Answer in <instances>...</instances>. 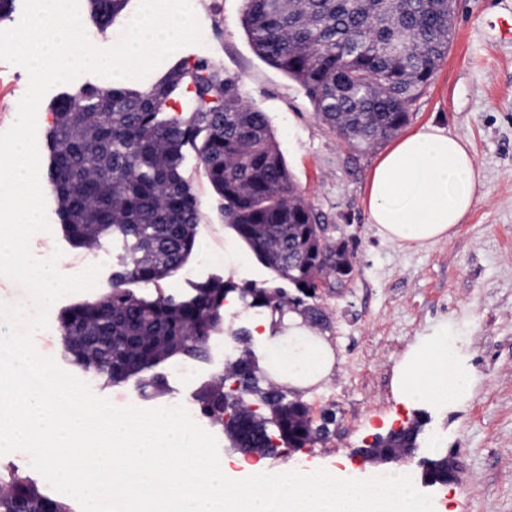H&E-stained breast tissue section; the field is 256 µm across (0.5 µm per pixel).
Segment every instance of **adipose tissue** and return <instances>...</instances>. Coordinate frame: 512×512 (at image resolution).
<instances>
[{
    "label": "adipose tissue",
    "instance_id": "adipose-tissue-1",
    "mask_svg": "<svg viewBox=\"0 0 512 512\" xmlns=\"http://www.w3.org/2000/svg\"><path fill=\"white\" fill-rule=\"evenodd\" d=\"M483 186L467 139L428 125L401 136L380 155L364 190L369 222L393 243L423 245L454 233ZM287 337L270 339L263 367L300 392L323 381L334 365L327 341L289 313ZM460 356L446 334L425 338L395 369L394 390L409 406L452 405L465 391Z\"/></svg>",
    "mask_w": 512,
    "mask_h": 512
}]
</instances>
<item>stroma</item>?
Instances as JSON below:
<instances>
[{
    "label": "stroma",
    "instance_id": "stroma-1",
    "mask_svg": "<svg viewBox=\"0 0 512 512\" xmlns=\"http://www.w3.org/2000/svg\"><path fill=\"white\" fill-rule=\"evenodd\" d=\"M455 35L435 78L409 108L406 131L433 124L467 138L485 180L471 211L451 238L423 247L382 239L368 222L363 197L378 151L354 152L317 116L302 88L253 51L243 27V0H198L196 15L203 44L182 46L177 58L207 57L240 75L248 102L267 113L289 171L308 201L337 228L355 256L351 282L342 293L324 294L319 307L329 319L323 335L335 365L329 381L305 397L314 424L328 423V436L291 454L248 455L270 473L284 469H329L353 480L390 471L387 463H361L355 451L375 435L412 422L415 409L392 391L394 367L411 345L446 327L462 349L472 390L453 408L428 405L417 458L451 456L462 470L460 483L421 486L434 512H512V40L503 35L512 19V0H457ZM28 73L0 62V131L17 119ZM86 85L110 88L112 81L87 72L52 87L39 104L37 146L41 167L49 165L46 135L53 125L52 102ZM184 174L201 209L197 249L186 271L163 283L178 296L193 281L222 278L237 284H278L276 274L256 258L220 214L221 201L186 150ZM50 230L31 241L32 254L62 252L70 274L81 272L80 249L61 230L52 191H45ZM104 267L93 291L64 295L52 315L108 290L121 254L120 243L102 247ZM223 345L208 342L197 358H172L159 369L166 389L186 387L197 394L224 369L225 359L249 352L265 359L269 344L255 335L264 312L229 295ZM252 331L250 341L230 340L231 330ZM196 375L181 382V370Z\"/></svg>",
    "mask_w": 512,
    "mask_h": 512
}]
</instances>
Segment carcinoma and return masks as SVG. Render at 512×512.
I'll return each mask as SVG.
<instances>
[{
    "mask_svg": "<svg viewBox=\"0 0 512 512\" xmlns=\"http://www.w3.org/2000/svg\"><path fill=\"white\" fill-rule=\"evenodd\" d=\"M104 27L129 0H88ZM243 25L255 53L304 90L319 118L348 146L363 153L396 136L408 123V107L434 78L455 33L456 0H244ZM193 84L177 115L169 101ZM50 131V179L61 224L78 247H99L109 238L126 243L112 288L99 298L65 309L60 323L81 319L85 335L98 336L94 355L83 360L63 343L66 356L106 383L136 380L142 391L162 388L142 374L181 354L203 353L224 321L229 281L199 283L194 293L153 298L127 288H161L195 251L199 203L182 168L192 147L199 167L224 201V223L279 279L246 284L243 298L270 318L290 311L324 324L314 306L318 292H341L354 267L341 252L347 244L326 235V217L295 185L269 118L243 97V80L212 60L184 59L141 89L86 87L61 97ZM183 336L176 351L148 348L135 366L121 350L122 337ZM201 389L196 405L224 421L233 447L270 456L312 445L319 438L306 402L288 391L260 386L263 373L246 356L228 364ZM423 422L377 435L364 453L388 461L418 447ZM0 512H70L39 491L16 468L0 467Z\"/></svg>",
    "mask_w": 512,
    "mask_h": 512,
    "instance_id": "carcinoma-1",
    "label": "carcinoma"
}]
</instances>
